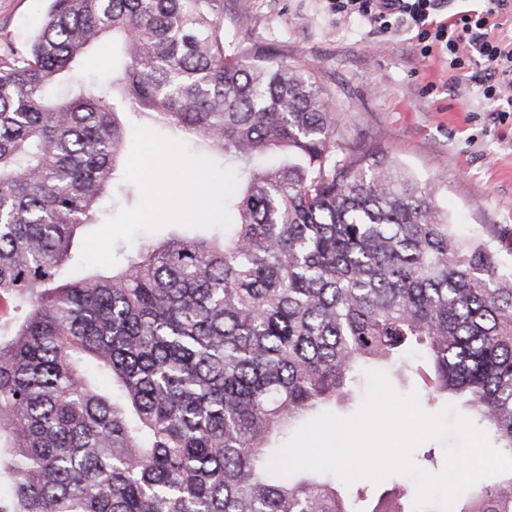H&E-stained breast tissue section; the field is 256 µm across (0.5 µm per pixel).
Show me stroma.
<instances>
[{
    "instance_id": "stroma-1",
    "label": "stroma",
    "mask_w": 512,
    "mask_h": 512,
    "mask_svg": "<svg viewBox=\"0 0 512 512\" xmlns=\"http://www.w3.org/2000/svg\"><path fill=\"white\" fill-rule=\"evenodd\" d=\"M45 0H0V50L22 52ZM238 34L284 47L315 68L337 108L339 143L386 156L430 184L449 223L512 236V113L492 111L444 55L419 53L413 32L342 18L330 0H224Z\"/></svg>"
}]
</instances>
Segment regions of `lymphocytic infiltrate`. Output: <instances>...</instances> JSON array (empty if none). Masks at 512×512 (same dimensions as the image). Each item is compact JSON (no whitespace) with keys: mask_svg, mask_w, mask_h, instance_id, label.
<instances>
[{"mask_svg":"<svg viewBox=\"0 0 512 512\" xmlns=\"http://www.w3.org/2000/svg\"><path fill=\"white\" fill-rule=\"evenodd\" d=\"M331 7L381 31H414L421 56L440 49L449 73L470 71L484 101L506 102L512 112V43L494 40L488 32L490 17L512 11V0H484L478 12L453 11L450 0H331ZM443 12L447 22L434 24Z\"/></svg>","mask_w":512,"mask_h":512,"instance_id":"f902f5d3","label":"lymphocytic infiltrate"}]
</instances>
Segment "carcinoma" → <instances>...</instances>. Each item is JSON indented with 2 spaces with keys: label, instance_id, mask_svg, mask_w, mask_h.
I'll return each mask as SVG.
<instances>
[{
  "label": "carcinoma",
  "instance_id": "1",
  "mask_svg": "<svg viewBox=\"0 0 512 512\" xmlns=\"http://www.w3.org/2000/svg\"><path fill=\"white\" fill-rule=\"evenodd\" d=\"M0 56V512L365 510L330 476L276 477L293 423L405 364L512 456V268L434 189L346 153L313 68L237 38L224 0H46ZM120 39L108 89L69 74ZM125 114L237 178L232 228L71 277L118 186ZM454 512H512V473Z\"/></svg>",
  "mask_w": 512,
  "mask_h": 512
}]
</instances>
